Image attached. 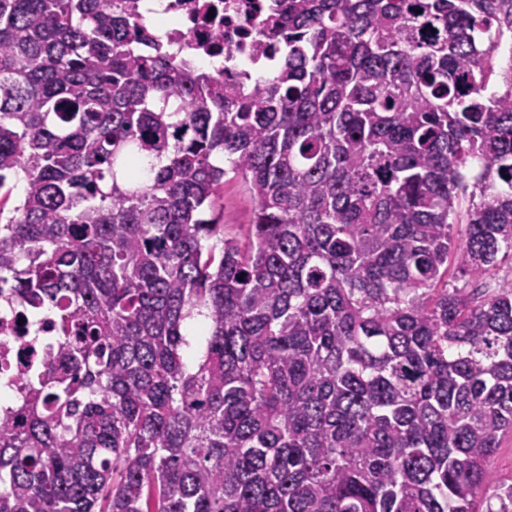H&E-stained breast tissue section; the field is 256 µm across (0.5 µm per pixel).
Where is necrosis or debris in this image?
Returning <instances> with one entry per match:
<instances>
[{"label":"necrosis or debris","instance_id":"1","mask_svg":"<svg viewBox=\"0 0 512 512\" xmlns=\"http://www.w3.org/2000/svg\"><path fill=\"white\" fill-rule=\"evenodd\" d=\"M164 14L177 23L166 34V44L177 54L189 55L199 67L217 64L218 75L228 83L247 85L257 68H271L277 51L254 49L257 26L270 15L272 0H159ZM223 42H214L215 33ZM35 320L21 306L0 304V388L31 365L23 350L29 345Z\"/></svg>","mask_w":512,"mask_h":512}]
</instances>
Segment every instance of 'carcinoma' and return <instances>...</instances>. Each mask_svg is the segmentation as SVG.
I'll use <instances>...</instances> for the list:
<instances>
[{"label":"carcinoma","mask_w":512,"mask_h":512,"mask_svg":"<svg viewBox=\"0 0 512 512\" xmlns=\"http://www.w3.org/2000/svg\"><path fill=\"white\" fill-rule=\"evenodd\" d=\"M133 2L0 0V512H512V0H276L245 89ZM216 211L224 224V235L247 241L253 221L254 200L238 180L224 181L215 201ZM501 259L498 263L497 268L492 272L491 276L483 280L486 282L488 288H509L512 286V257L511 254L503 257V254L499 256ZM479 282L478 284H481ZM41 319H28L20 305L4 306L0 301V391L4 386L13 391L10 378L31 367L32 358H26L22 349L35 337L33 327L42 326ZM490 469L495 478L512 477V432L506 434L491 462Z\"/></svg>","instance_id":"1"}]
</instances>
